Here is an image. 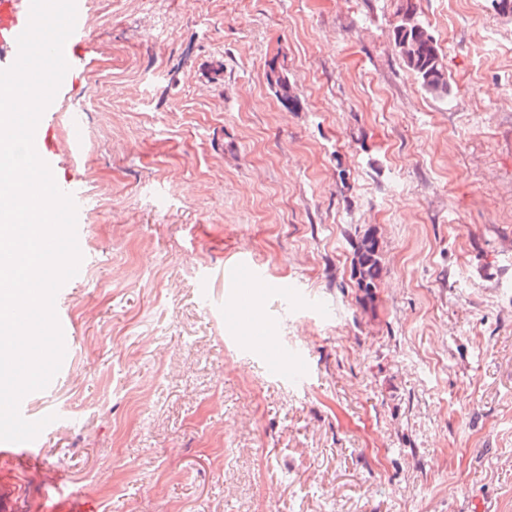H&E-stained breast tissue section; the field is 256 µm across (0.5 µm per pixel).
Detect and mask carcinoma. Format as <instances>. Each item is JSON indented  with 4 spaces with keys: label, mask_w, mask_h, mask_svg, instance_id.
I'll return each mask as SVG.
<instances>
[{
    "label": "carcinoma",
    "mask_w": 512,
    "mask_h": 512,
    "mask_svg": "<svg viewBox=\"0 0 512 512\" xmlns=\"http://www.w3.org/2000/svg\"><path fill=\"white\" fill-rule=\"evenodd\" d=\"M400 16L393 30V43L398 55L413 72L421 88L439 97H448L449 79L444 56L430 27L416 14L415 0H399ZM266 78L285 107L297 105V96L284 68L273 59L267 64ZM351 275L363 306L371 305L384 275L382 243L374 228H368L351 243Z\"/></svg>",
    "instance_id": "obj_1"
}]
</instances>
